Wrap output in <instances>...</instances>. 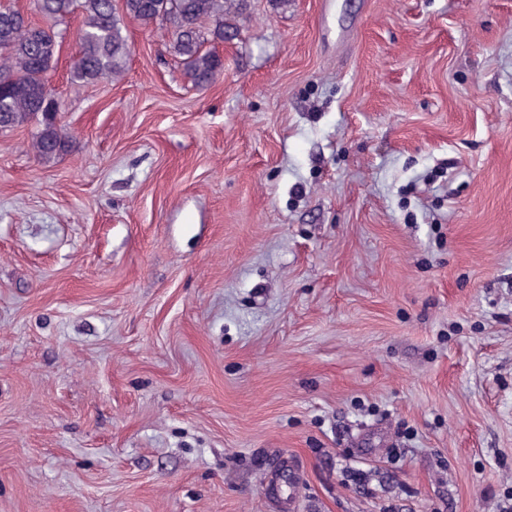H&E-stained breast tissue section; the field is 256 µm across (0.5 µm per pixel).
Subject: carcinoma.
<instances>
[{
  "mask_svg": "<svg viewBox=\"0 0 512 512\" xmlns=\"http://www.w3.org/2000/svg\"><path fill=\"white\" fill-rule=\"evenodd\" d=\"M38 12L48 21L37 25L11 3L0 4V75L9 79L0 90V131L25 123L39 125L35 148L50 161L68 150L71 139L61 135L53 106L36 88L55 60L64 30L73 16L80 18L79 51L69 76L74 82L94 84L120 76L131 48L122 33V17L147 29L160 25V13L175 15L166 28L167 45L197 88L213 82L222 62L207 45L224 41L228 17L246 9V0H37Z\"/></svg>",
  "mask_w": 512,
  "mask_h": 512,
  "instance_id": "1",
  "label": "carcinoma"
}]
</instances>
